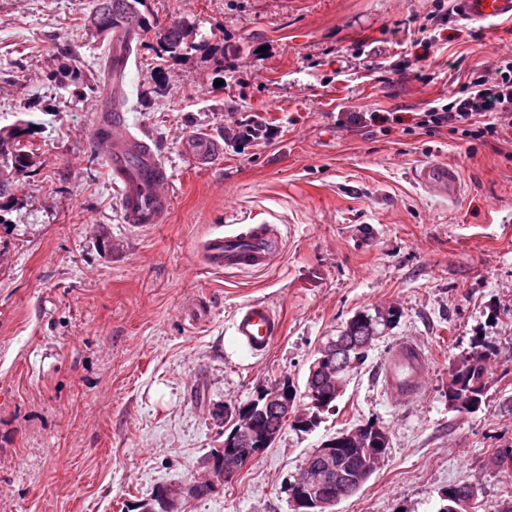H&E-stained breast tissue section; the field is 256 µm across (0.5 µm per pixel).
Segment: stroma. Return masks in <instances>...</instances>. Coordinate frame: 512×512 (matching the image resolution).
<instances>
[{
    "label": "stroma",
    "mask_w": 512,
    "mask_h": 512,
    "mask_svg": "<svg viewBox=\"0 0 512 512\" xmlns=\"http://www.w3.org/2000/svg\"><path fill=\"white\" fill-rule=\"evenodd\" d=\"M154 30L131 56L124 110L172 165L174 208L147 230L122 221L112 174L91 145L107 44L84 22L91 0H0V127L25 128L33 164L0 207V512H138L161 486L187 487L224 442L215 410L271 383L304 390L320 342L354 314L396 306L334 411L284 426L232 480L185 512H290L288 483L314 448L372 424L389 438L370 479L336 512H440L450 487L512 505V128L487 141L416 124L436 99L512 52V21L450 14L419 31L436 0H146ZM192 34L159 62L155 33ZM86 87L73 98L72 78ZM341 112H394L387 129ZM273 125L272 139L230 131ZM217 135L209 169L180 152ZM450 166L455 199L412 178ZM270 221L278 266L209 269L216 227ZM112 242L104 250L101 238ZM207 307L200 321L184 311ZM264 301L282 331L261 357L231 329ZM414 339L429 369L416 398L392 402L383 371ZM491 376L472 413L448 404L454 365L474 346Z\"/></svg>",
    "instance_id": "stroma-1"
}]
</instances>
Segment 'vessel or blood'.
<instances>
[{
    "label": "vessel or blood",
    "mask_w": 512,
    "mask_h": 512,
    "mask_svg": "<svg viewBox=\"0 0 512 512\" xmlns=\"http://www.w3.org/2000/svg\"><path fill=\"white\" fill-rule=\"evenodd\" d=\"M459 15L474 20L512 19V0H457ZM129 54L115 48L112 68L103 92L91 110L95 114L93 147L102 155L119 192L122 217L129 227L148 229L168 223L172 214L171 183L174 173L149 141L132 132L123 110ZM180 150L196 166L204 168L220 155L222 146L209 133L185 136ZM429 190L455 194L458 177L445 166H423L415 172ZM284 236L278 225L234 224L209 235L202 245L204 263L227 272H263L280 259ZM237 342L251 355H264L280 335L281 317L264 302L242 306L233 321ZM428 372L423 347L413 341L398 343L385 368L386 390L397 401L422 393Z\"/></svg>",
    "instance_id": "1"
}]
</instances>
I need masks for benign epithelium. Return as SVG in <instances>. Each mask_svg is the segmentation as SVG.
<instances>
[{"instance_id": "1", "label": "benign epithelium", "mask_w": 512, "mask_h": 512, "mask_svg": "<svg viewBox=\"0 0 512 512\" xmlns=\"http://www.w3.org/2000/svg\"><path fill=\"white\" fill-rule=\"evenodd\" d=\"M376 340L378 337L370 330L366 336H334L322 344L318 348L319 356L311 364L306 386V396L312 401L301 411L297 406V388L287 379L260 389L242 406L224 407L220 417L224 419V428L231 433L224 440V447L214 449L207 457L204 478L193 484V494L231 480L277 439L283 423L291 421L308 430L315 427L321 420L320 414L346 389L348 378L340 376L342 370L355 366L360 352ZM378 432L376 427H358L314 449L306 465L309 472L288 485L292 512H335V506L354 493V486L346 481L337 465L340 451L352 442L374 443ZM158 494L165 497L167 512H182V488L164 486Z\"/></svg>"}]
</instances>
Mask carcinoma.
I'll return each mask as SVG.
<instances>
[{
	"mask_svg": "<svg viewBox=\"0 0 512 512\" xmlns=\"http://www.w3.org/2000/svg\"><path fill=\"white\" fill-rule=\"evenodd\" d=\"M144 0H93L92 10L88 15L89 23L95 31L107 41L121 34L131 37L128 51H134L146 41L152 31L149 22L141 12ZM189 37V28L182 22L175 21L159 33L160 51L174 57L180 54ZM32 150L22 140V129L13 126L0 128V199L9 196L14 188V175L31 166ZM401 316L400 310L383 312L376 309L354 315L345 323L340 333L363 336L368 328L374 329L375 335L394 326ZM488 376L486 355L475 350L462 359L450 374L448 381V405L457 402L468 412L476 411L481 404V396ZM382 455L369 448L345 451L338 459V464L349 477L368 468L376 470Z\"/></svg>",
	"mask_w": 512,
	"mask_h": 512,
	"instance_id": "1",
	"label": "carcinoma"
}]
</instances>
